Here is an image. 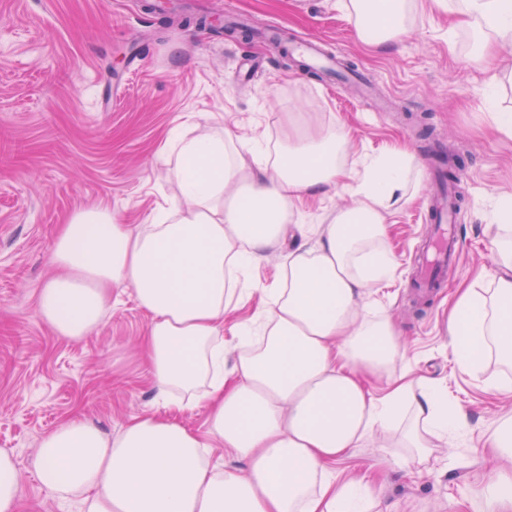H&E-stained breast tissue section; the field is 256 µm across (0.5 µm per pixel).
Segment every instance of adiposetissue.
I'll list each match as a JSON object with an SVG mask.
<instances>
[{
	"label": "adipose tissue",
	"mask_w": 512,
	"mask_h": 512,
	"mask_svg": "<svg viewBox=\"0 0 512 512\" xmlns=\"http://www.w3.org/2000/svg\"><path fill=\"white\" fill-rule=\"evenodd\" d=\"M417 0H345L360 35L395 40ZM499 46L512 44V0H433ZM346 134L297 130L276 157L261 138L215 129H172L180 196L141 223L108 209L74 213L57 236L55 275L38 316L58 335H88L108 312L111 291L132 289L151 318L143 338L157 398L178 410L204 404L198 433L158 413L130 418L113 434L72 418L43 437L40 483L80 512H371L359 483L330 467L374 429L409 408L406 438L423 459L431 440L452 442L466 423L439 385L394 374L400 356L387 315L371 316L368 287L393 269L385 245L392 208L406 195L409 155L372 160L313 244H301L273 287L263 289L250 344L224 337V317L242 289L236 271L260 265L279 244L298 204L346 176ZM489 286L472 284L448 316L457 368L485 376L486 356L512 362V198L502 199ZM385 380L375 398L369 379ZM227 448L241 467L211 465Z\"/></svg>",
	"instance_id": "ef3b65f1"
}]
</instances>
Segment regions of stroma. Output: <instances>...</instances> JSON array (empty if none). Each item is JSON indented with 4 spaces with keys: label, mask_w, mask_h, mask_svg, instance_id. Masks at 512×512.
I'll use <instances>...</instances> for the list:
<instances>
[{
    "label": "stroma",
    "mask_w": 512,
    "mask_h": 512,
    "mask_svg": "<svg viewBox=\"0 0 512 512\" xmlns=\"http://www.w3.org/2000/svg\"><path fill=\"white\" fill-rule=\"evenodd\" d=\"M186 3L171 18L147 11L145 0H0V448L16 457L20 512H61L35 471L42 437L60 422L78 416L110 434L159 409L141 348L149 318L131 290H113L111 310L78 340L56 335L38 316L60 224L94 207L127 223L145 219L178 191L160 152L166 132L181 126L194 136L218 124L271 146L285 144L296 126L335 127L349 136L347 167L355 173L371 157L414 156L413 197L388 226L394 268L366 302L397 326L403 357L395 373L434 379L468 426L453 447L437 442L425 462L407 468L395 463L407 453L401 426L378 430L333 471L340 481L360 478L395 512H474L486 474L506 466L490 446L512 415V393L454 367L446 322L457 295L493 273L497 207L512 193V136L495 130L486 106L497 58L473 64L481 48L475 33L451 28L429 0L389 45L364 41L338 0ZM228 10L254 27L277 24L295 39L321 40L325 51L357 64L375 97L313 78L271 45L197 23L200 14ZM250 61L262 68L247 80L239 71ZM439 146L466 174L463 251L444 288L419 308L410 285L428 232L430 151ZM350 202L341 186L310 199L291 221L310 237Z\"/></svg>",
    "instance_id": "stroma-1"
}]
</instances>
